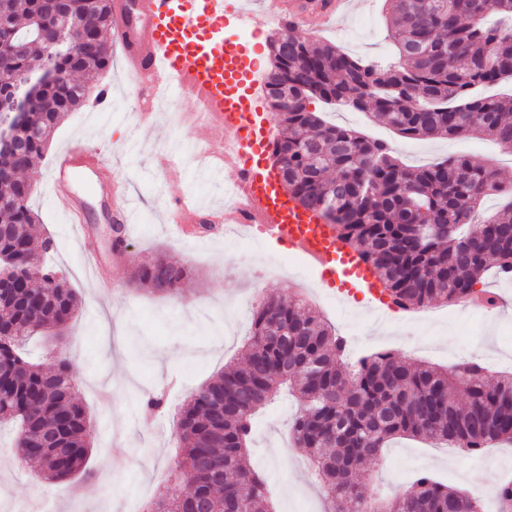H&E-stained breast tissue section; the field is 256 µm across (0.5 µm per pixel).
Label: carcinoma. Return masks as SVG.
Listing matches in <instances>:
<instances>
[{"instance_id":"carcinoma-1","label":"carcinoma","mask_w":512,"mask_h":512,"mask_svg":"<svg viewBox=\"0 0 512 512\" xmlns=\"http://www.w3.org/2000/svg\"><path fill=\"white\" fill-rule=\"evenodd\" d=\"M399 61H363L330 43L288 31L270 42L266 94L279 136L283 184L299 205L336 225L340 240L372 266L392 302L405 309L475 298L474 285L494 265L512 278V202L488 220L485 200L503 190L498 171L456 156L401 164L383 141L328 122L310 109L370 112L410 139L483 133L512 154V98L476 88L512 77V34L485 24L512 18V0H387ZM0 256L39 285L0 291V424L12 423L22 460L42 477L71 482L87 475L91 418L75 394L72 370L31 362L25 346L66 326L81 300L48 265L50 238L31 229L33 184L22 177L45 157L65 116L88 99L90 81L112 64L111 0H0ZM188 267L154 257L137 284L177 293ZM244 362L229 364L184 404L172 467L186 474L163 502L184 512L181 493L202 497L207 512H273L268 482L247 464L254 419L289 386L300 406L290 425L295 446L332 503L329 512H483L480 500L423 472L405 493L382 498L355 474L380 461L397 437L442 442L467 453L512 440V373L487 380L468 360L453 370L375 353L350 367L346 341L299 297L270 298L252 314Z\"/></svg>"}]
</instances>
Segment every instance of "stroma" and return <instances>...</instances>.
I'll use <instances>...</instances> for the list:
<instances>
[{
  "label": "stroma",
  "instance_id": "35a3bbf8",
  "mask_svg": "<svg viewBox=\"0 0 512 512\" xmlns=\"http://www.w3.org/2000/svg\"><path fill=\"white\" fill-rule=\"evenodd\" d=\"M389 29L385 0H355L333 29L303 27L294 34L391 63L397 56ZM122 68V54L113 50L111 67L96 80L98 89L109 92L107 107L88 103L69 113L55 131L45 159L28 174L35 184L31 203L39 216L35 231L53 237L52 260L81 299V310L67 330L72 340L67 358L80 400L94 422L88 462L94 475L74 485L46 481L36 462L16 459L12 433L2 429L0 512H27L40 501L50 503L53 512H132L136 504L164 497L175 485L167 461L176 445V415L190 392L220 376L225 365L242 360L254 306L270 296L299 295L310 285L289 255L273 266L267 251L246 254L233 237L207 233L202 243L184 244L170 235L163 221L169 198L161 186L178 187L198 200L223 199L221 186L202 178L198 166L185 156L186 149L209 139L211 132L199 123L171 128L160 113L151 124H139L137 91ZM332 118L386 141L406 163L466 155L495 166L502 183L512 185V156L487 136L406 139L368 113L343 109L333 112ZM77 146L99 151L111 163L113 174L128 183L136 208L126 257L112 251L102 200L87 190L88 183L97 182V174H88L73 188L92 214V234L78 242L61 222L50 167L62 150ZM87 246L97 249L104 273L115 284L111 298L100 297L96 281L84 270ZM158 254L190 269L176 297L139 290L133 283L136 266ZM480 286L496 294L499 313L450 304L425 322H403L394 354L444 369L475 358L484 363L489 376L512 372V280L491 270L481 277ZM320 291L327 299L321 311L345 337L349 352L371 354L382 342L371 330V305L350 304L325 284ZM151 390L164 391L165 405L148 419L141 402ZM298 408L284 393L259 411L250 463L266 472L276 512H325L326 500L309 461L290 436ZM420 471L481 499L485 512H497L496 485L500 478H512V445L453 455L443 445L399 439L385 449L381 463L360 466L357 478L390 496L406 491Z\"/></svg>",
  "mask_w": 512,
  "mask_h": 512
}]
</instances>
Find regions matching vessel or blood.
<instances>
[{
  "instance_id": "1",
  "label": "vessel or blood",
  "mask_w": 512,
  "mask_h": 512,
  "mask_svg": "<svg viewBox=\"0 0 512 512\" xmlns=\"http://www.w3.org/2000/svg\"><path fill=\"white\" fill-rule=\"evenodd\" d=\"M245 0H137L145 28H137L128 16L124 0L115 6L117 22L112 41L119 45L124 71L140 95V116L148 118L157 90L184 89L198 106L192 118L206 123L217 114L224 123L225 137L220 162L203 167L214 181L232 174L241 206L211 211L213 222L258 224L263 243L300 253L319 277L339 285L348 301L371 297L376 310L387 306L379 292L371 266L359 252L343 244L335 225L298 205L283 190L278 173L267 163L271 145V122L265 110L264 91L250 59L246 42L228 45L224 27L246 16ZM262 13L281 26L306 23L315 16L328 21L344 14L349 0H256ZM99 159L87 148L62 151L50 173L55 192L63 193L99 166ZM112 218L129 223L125 181L111 183Z\"/></svg>"
}]
</instances>
